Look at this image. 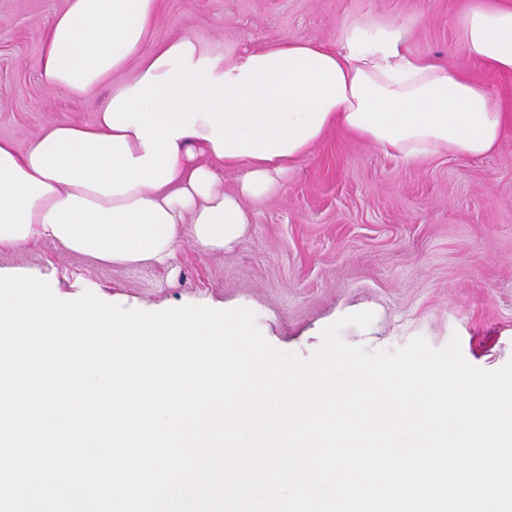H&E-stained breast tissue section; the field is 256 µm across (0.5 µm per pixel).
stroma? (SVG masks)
Returning a JSON list of instances; mask_svg holds the SVG:
<instances>
[{
	"label": "stroma",
	"instance_id": "35a3bbf8",
	"mask_svg": "<svg viewBox=\"0 0 512 512\" xmlns=\"http://www.w3.org/2000/svg\"><path fill=\"white\" fill-rule=\"evenodd\" d=\"M64 0H0V138L25 148L43 127L89 123L107 88L48 90L36 68L41 30ZM467 0H160L158 40L191 35L215 51L281 38L335 42L349 18L412 24L410 46L460 69L512 109V75L456 50ZM247 237L205 254L183 242L165 267H125L68 254L53 242L0 254V270L43 277L52 292L90 291L127 309L246 307L274 347L310 357L325 327L369 311L342 341L394 350L417 337L440 349L459 337L471 365L512 360V129L482 158L413 162L341 130L328 132L274 195L251 204Z\"/></svg>",
	"mask_w": 512,
	"mask_h": 512
}]
</instances>
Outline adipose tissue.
<instances>
[{
  "label": "adipose tissue",
  "instance_id": "1",
  "mask_svg": "<svg viewBox=\"0 0 512 512\" xmlns=\"http://www.w3.org/2000/svg\"><path fill=\"white\" fill-rule=\"evenodd\" d=\"M158 5L65 0L47 21L42 84L109 92L93 123L46 126L22 150L0 139V252L49 239L121 266L166 263L186 239L219 252L246 237V201L271 195L330 129L414 161L483 157L512 127L482 85L411 50L409 23L356 16L333 44L219 53L190 35L154 41ZM458 44L512 74V0H471Z\"/></svg>",
  "mask_w": 512,
  "mask_h": 512
}]
</instances>
